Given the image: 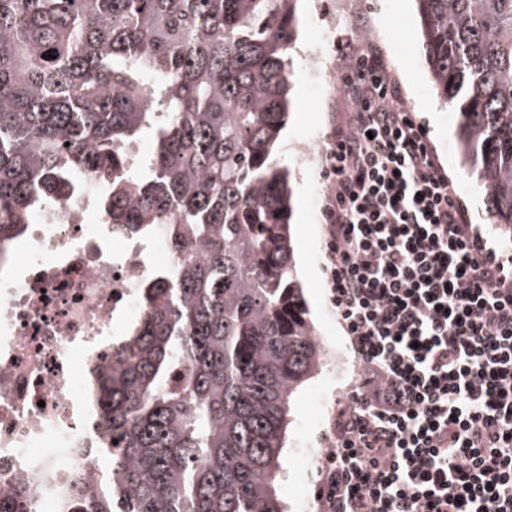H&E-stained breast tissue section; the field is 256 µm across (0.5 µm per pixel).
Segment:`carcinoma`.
I'll return each mask as SVG.
<instances>
[{
  "mask_svg": "<svg viewBox=\"0 0 512 512\" xmlns=\"http://www.w3.org/2000/svg\"><path fill=\"white\" fill-rule=\"evenodd\" d=\"M437 97L512 236V0H415ZM297 0H0V260L91 166L112 231L179 264L143 289L94 401L97 481L62 512H285L290 403L326 354L296 273L291 107ZM149 135L154 150L131 146ZM16 475L0 512H30Z\"/></svg>",
  "mask_w": 512,
  "mask_h": 512,
  "instance_id": "obj_1",
  "label": "carcinoma"
}]
</instances>
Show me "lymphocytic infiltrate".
Wrapping results in <instances>:
<instances>
[{
    "label": "lymphocytic infiltrate",
    "mask_w": 512,
    "mask_h": 512,
    "mask_svg": "<svg viewBox=\"0 0 512 512\" xmlns=\"http://www.w3.org/2000/svg\"><path fill=\"white\" fill-rule=\"evenodd\" d=\"M321 176L329 301L360 370L318 512H512V251L470 224L376 49Z\"/></svg>",
    "instance_id": "obj_1"
}]
</instances>
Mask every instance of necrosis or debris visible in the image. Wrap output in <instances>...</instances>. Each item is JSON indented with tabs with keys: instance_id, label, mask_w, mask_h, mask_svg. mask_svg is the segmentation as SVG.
Instances as JSON below:
<instances>
[{
	"instance_id": "obj_1",
	"label": "necrosis or debris",
	"mask_w": 512,
	"mask_h": 512,
	"mask_svg": "<svg viewBox=\"0 0 512 512\" xmlns=\"http://www.w3.org/2000/svg\"><path fill=\"white\" fill-rule=\"evenodd\" d=\"M104 191L93 169L54 187L27 250L0 273V486L29 477L33 512H57L63 488L97 476L92 371L112 353L120 313H139L143 284L177 262L165 236L146 262L138 241L113 234Z\"/></svg>"
}]
</instances>
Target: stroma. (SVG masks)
Returning <instances> with one entry per match:
<instances>
[{"instance_id":"obj_1","label":"stroma","mask_w":512,"mask_h":512,"mask_svg":"<svg viewBox=\"0 0 512 512\" xmlns=\"http://www.w3.org/2000/svg\"><path fill=\"white\" fill-rule=\"evenodd\" d=\"M332 0H306L304 28L293 51L291 77L293 113L283 132L277 154L295 174L293 212L295 252L305 298L326 353V365L295 395L283 450L279 493L288 512H315L318 450L330 432L339 399L356 382L357 368L343 330L329 302L324 265L326 226L321 210L327 188L320 169L301 160L302 145L327 141L330 130L348 110L343 92L312 90L304 70V57L318 41ZM359 6L332 33L330 64H338L346 47L359 42V34L373 27L381 39L376 48L396 83L405 107L426 126L438 165L457 189L473 224L490 221L483 189L470 166L464 165L459 145L457 115L432 88L413 0H358Z\"/></svg>"}]
</instances>
